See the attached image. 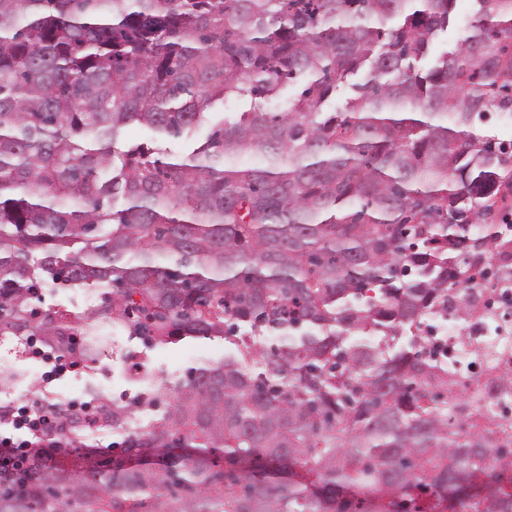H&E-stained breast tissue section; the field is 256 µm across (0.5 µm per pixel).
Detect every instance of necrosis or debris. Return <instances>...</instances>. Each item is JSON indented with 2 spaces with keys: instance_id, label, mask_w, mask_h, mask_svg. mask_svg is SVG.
<instances>
[{
  "instance_id": "obj_1",
  "label": "necrosis or debris",
  "mask_w": 512,
  "mask_h": 512,
  "mask_svg": "<svg viewBox=\"0 0 512 512\" xmlns=\"http://www.w3.org/2000/svg\"><path fill=\"white\" fill-rule=\"evenodd\" d=\"M487 271L467 284L469 312L459 316L449 307L447 316L425 315L421 327L446 341L449 380L468 388L483 407L481 418L487 429L498 432L512 427V393L499 384L502 372L512 369V248L492 252ZM0 344L17 352L41 368L54 369L63 361L60 349L41 336L0 338ZM86 379L75 389L64 387L62 376H55L43 393L46 402L56 404L80 417L93 413L94 434L111 432L116 436L133 434L157 425L162 417L156 405V371L142 358L126 365L123 378L128 393L146 400L147 408L138 418L114 424L103 418L106 397L97 370L86 369Z\"/></svg>"
}]
</instances>
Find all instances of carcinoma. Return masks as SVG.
<instances>
[{
  "mask_svg": "<svg viewBox=\"0 0 512 512\" xmlns=\"http://www.w3.org/2000/svg\"><path fill=\"white\" fill-rule=\"evenodd\" d=\"M454 2L0 0V336L58 335L33 306L50 283L106 289L83 321L145 342L278 338L258 374L255 342L230 340L108 463L35 459L0 512H512V434L452 422L413 334L428 304L465 312L512 231V148L488 128L512 114V0H474L422 69ZM242 97L168 161L167 138ZM134 122L150 143L119 149Z\"/></svg>",
  "mask_w": 512,
  "mask_h": 512,
  "instance_id": "carcinoma-1",
  "label": "carcinoma"
}]
</instances>
